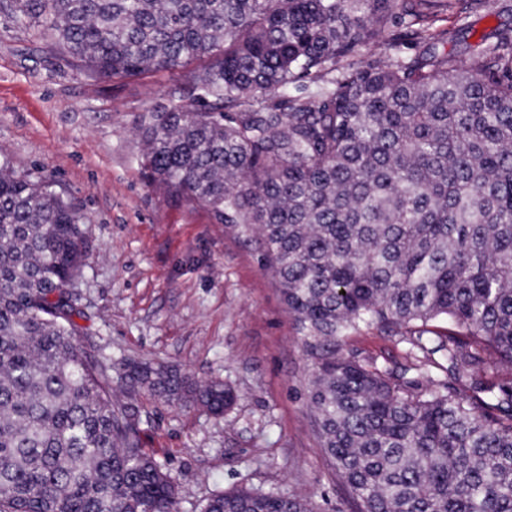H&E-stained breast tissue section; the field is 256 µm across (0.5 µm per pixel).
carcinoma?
I'll return each instance as SVG.
<instances>
[{
  "instance_id": "cac0c4a2",
  "label": "carcinoma",
  "mask_w": 512,
  "mask_h": 512,
  "mask_svg": "<svg viewBox=\"0 0 512 512\" xmlns=\"http://www.w3.org/2000/svg\"><path fill=\"white\" fill-rule=\"evenodd\" d=\"M448 0H8L92 79L195 72L136 120L148 182L257 235L311 362L322 448L358 512H512V38L462 60ZM414 53L356 59L390 27ZM90 220L0 165V512H176L146 390L222 415L233 387L82 339ZM445 318L441 336L428 323ZM406 344L380 370L342 340ZM201 512H313L241 486Z\"/></svg>"
}]
</instances>
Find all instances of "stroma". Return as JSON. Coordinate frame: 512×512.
I'll return each instance as SVG.
<instances>
[{"label":"stroma","mask_w":512,"mask_h":512,"mask_svg":"<svg viewBox=\"0 0 512 512\" xmlns=\"http://www.w3.org/2000/svg\"><path fill=\"white\" fill-rule=\"evenodd\" d=\"M470 33L459 36L462 24ZM448 50L512 33V0L439 12ZM159 72L124 80L79 75L39 34L0 11V160L39 169L83 204L91 252L77 287L88 338L113 358L161 363L199 384L233 386V409L133 398L142 445L165 464L178 512H201L216 493L246 485L299 493L316 512H357L318 437L311 366L254 238L208 210L167 200L140 166L138 116L168 102ZM358 359L384 368L403 345L379 328L349 331Z\"/></svg>","instance_id":"1"}]
</instances>
